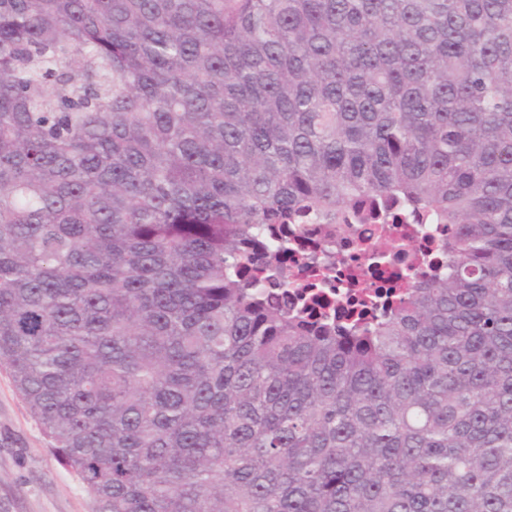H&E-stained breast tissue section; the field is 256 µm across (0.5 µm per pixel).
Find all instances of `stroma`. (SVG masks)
Returning <instances> with one entry per match:
<instances>
[{"label": "stroma", "instance_id": "stroma-1", "mask_svg": "<svg viewBox=\"0 0 512 512\" xmlns=\"http://www.w3.org/2000/svg\"><path fill=\"white\" fill-rule=\"evenodd\" d=\"M0 367V512H97Z\"/></svg>", "mask_w": 512, "mask_h": 512}]
</instances>
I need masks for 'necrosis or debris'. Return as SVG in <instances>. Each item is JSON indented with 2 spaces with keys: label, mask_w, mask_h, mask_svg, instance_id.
<instances>
[{
  "label": "necrosis or debris",
  "mask_w": 512,
  "mask_h": 512,
  "mask_svg": "<svg viewBox=\"0 0 512 512\" xmlns=\"http://www.w3.org/2000/svg\"><path fill=\"white\" fill-rule=\"evenodd\" d=\"M289 255L284 263L301 284L313 285L330 304L357 308L364 292L395 297L406 278H426L428 267L413 265L414 255L441 253L448 228L414 223L406 212L392 210L383 224L348 219L342 223L313 218L291 224ZM385 243L387 260L371 261V251Z\"/></svg>",
  "instance_id": "obj_1"
}]
</instances>
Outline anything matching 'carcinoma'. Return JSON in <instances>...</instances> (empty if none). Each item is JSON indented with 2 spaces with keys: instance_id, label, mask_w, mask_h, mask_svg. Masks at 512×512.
Instances as JSON below:
<instances>
[{
  "instance_id": "1",
  "label": "carcinoma",
  "mask_w": 512,
  "mask_h": 512,
  "mask_svg": "<svg viewBox=\"0 0 512 512\" xmlns=\"http://www.w3.org/2000/svg\"><path fill=\"white\" fill-rule=\"evenodd\" d=\"M394 203L369 317L247 274ZM0 366L99 512H512V0H0Z\"/></svg>"
}]
</instances>
